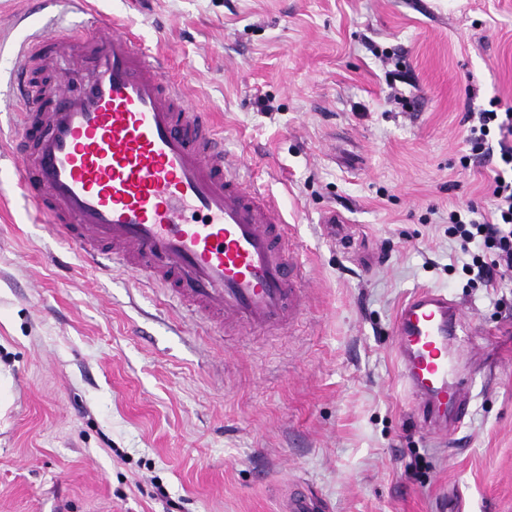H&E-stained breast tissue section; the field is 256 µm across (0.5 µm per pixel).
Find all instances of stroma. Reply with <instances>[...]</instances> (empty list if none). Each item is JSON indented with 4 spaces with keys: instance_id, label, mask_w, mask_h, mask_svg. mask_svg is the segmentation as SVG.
<instances>
[{
    "instance_id": "obj_1",
    "label": "stroma",
    "mask_w": 512,
    "mask_h": 512,
    "mask_svg": "<svg viewBox=\"0 0 512 512\" xmlns=\"http://www.w3.org/2000/svg\"><path fill=\"white\" fill-rule=\"evenodd\" d=\"M80 7L167 56L283 204L308 299L288 330L218 331L85 263L0 157V512H286L297 486L322 512H512V281L467 287L446 233L453 205H487L495 162L461 167L462 118L512 105V0H0V98L26 37ZM421 288L472 326L445 439L395 350Z\"/></svg>"
}]
</instances>
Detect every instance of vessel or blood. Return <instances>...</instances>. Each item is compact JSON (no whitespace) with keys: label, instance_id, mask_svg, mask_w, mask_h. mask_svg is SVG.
Returning a JSON list of instances; mask_svg holds the SVG:
<instances>
[{"label":"vessel or blood","instance_id":"obj_1","mask_svg":"<svg viewBox=\"0 0 512 512\" xmlns=\"http://www.w3.org/2000/svg\"><path fill=\"white\" fill-rule=\"evenodd\" d=\"M60 59L67 70L51 73ZM165 65L112 20L36 34L13 96L23 196L87 263L110 253L221 327L289 326L306 297L283 216L225 158L209 113L165 78ZM460 329L458 307L433 289L418 290L396 319L401 381L442 435L468 408L470 382L449 358Z\"/></svg>","mask_w":512,"mask_h":512}]
</instances>
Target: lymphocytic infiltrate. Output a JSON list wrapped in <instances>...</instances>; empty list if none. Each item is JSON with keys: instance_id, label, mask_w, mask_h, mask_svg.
Here are the masks:
<instances>
[{"instance_id": "lymphocytic-infiltrate-1", "label": "lymphocytic infiltrate", "mask_w": 512, "mask_h": 512, "mask_svg": "<svg viewBox=\"0 0 512 512\" xmlns=\"http://www.w3.org/2000/svg\"><path fill=\"white\" fill-rule=\"evenodd\" d=\"M466 139L472 150L497 156L489 184L490 207L481 213L474 206L448 212V237L463 256L462 272L471 288H491L512 279V107L491 101L489 108L466 113Z\"/></svg>"}]
</instances>
